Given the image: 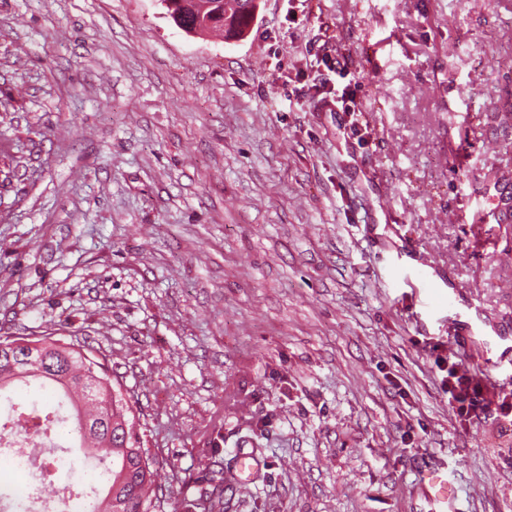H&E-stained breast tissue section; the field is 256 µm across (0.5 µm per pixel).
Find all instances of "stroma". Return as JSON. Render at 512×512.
<instances>
[{
  "instance_id": "obj_1",
  "label": "stroma",
  "mask_w": 512,
  "mask_h": 512,
  "mask_svg": "<svg viewBox=\"0 0 512 512\" xmlns=\"http://www.w3.org/2000/svg\"><path fill=\"white\" fill-rule=\"evenodd\" d=\"M287 10L225 40L161 0H0V335L106 359L160 512L242 448L226 512H431L441 463L460 512H512V0ZM319 47L355 115L285 100ZM452 355L484 384L464 423Z\"/></svg>"
}]
</instances>
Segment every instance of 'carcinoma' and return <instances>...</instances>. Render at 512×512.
I'll use <instances>...</instances> for the list:
<instances>
[{
    "instance_id": "obj_1",
    "label": "carcinoma",
    "mask_w": 512,
    "mask_h": 512,
    "mask_svg": "<svg viewBox=\"0 0 512 512\" xmlns=\"http://www.w3.org/2000/svg\"><path fill=\"white\" fill-rule=\"evenodd\" d=\"M208 4L204 19L209 32L224 39L244 36L254 8L252 0H201ZM40 381V387L60 392L69 401L80 448L87 456L105 452L112 458L106 494L96 498L85 512H156L157 460L141 445L131 401L120 383L112 382L108 367L94 348L81 343H63L51 336H0V393L16 382ZM49 415L39 417L24 406L13 404V414L0 420V433L41 429ZM186 512H224V472L202 479Z\"/></svg>"
}]
</instances>
